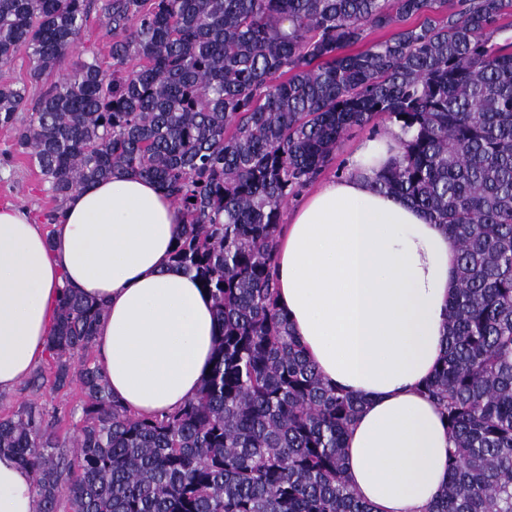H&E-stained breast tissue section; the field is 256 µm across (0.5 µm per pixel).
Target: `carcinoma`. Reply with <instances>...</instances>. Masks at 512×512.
Returning <instances> with one entry per match:
<instances>
[{
    "mask_svg": "<svg viewBox=\"0 0 512 512\" xmlns=\"http://www.w3.org/2000/svg\"><path fill=\"white\" fill-rule=\"evenodd\" d=\"M97 6L0 0V71L31 62L30 83L0 79V127L61 207L118 170L171 196V262L218 335L197 396L144 417L87 358L105 304L63 289L47 352L54 386L85 396L73 449L34 406L0 418L37 512H373L344 446L363 400L322 380L274 267L281 206L379 117L405 137L377 188L443 225L459 281L422 389L453 442L427 512H512V43L496 41L512 0H103L112 64L57 69ZM368 28L395 32L344 52Z\"/></svg>",
    "mask_w": 512,
    "mask_h": 512,
    "instance_id": "cac0c4a2",
    "label": "carcinoma"
}]
</instances>
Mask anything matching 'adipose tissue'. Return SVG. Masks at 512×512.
Wrapping results in <instances>:
<instances>
[{
    "mask_svg": "<svg viewBox=\"0 0 512 512\" xmlns=\"http://www.w3.org/2000/svg\"><path fill=\"white\" fill-rule=\"evenodd\" d=\"M399 127L366 139L346 172L294 209L277 247V303L323 379L359 394L347 474L374 512H425L448 478L452 443L420 389L443 354L457 286L442 225L376 191ZM182 216L158 186L125 171L74 193L53 237L0 207V393L45 354L61 288L103 300L100 363L112 392L153 416L195 397L211 364L210 296L174 267ZM0 512H37L33 476L0 455Z\"/></svg>",
    "mask_w": 512,
    "mask_h": 512,
    "instance_id": "ef3b65f1",
    "label": "adipose tissue"
}]
</instances>
